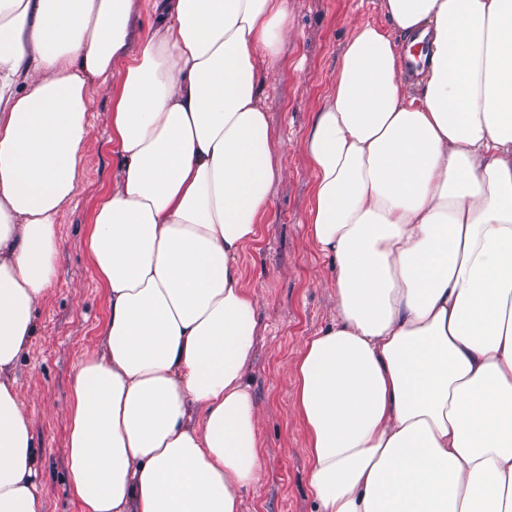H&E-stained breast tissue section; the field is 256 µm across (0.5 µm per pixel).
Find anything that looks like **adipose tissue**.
Returning <instances> with one entry per match:
<instances>
[{
    "label": "adipose tissue",
    "mask_w": 512,
    "mask_h": 512,
    "mask_svg": "<svg viewBox=\"0 0 512 512\" xmlns=\"http://www.w3.org/2000/svg\"><path fill=\"white\" fill-rule=\"evenodd\" d=\"M0 0V512H44L15 369L56 277L94 85L119 183L87 248L105 288L67 448L80 512H242L259 479L240 258L281 172L264 86L287 0ZM305 148L336 316L292 378L322 512H512V0H382ZM429 38L416 87L398 40ZM153 1L138 0L135 3L131 32L132 38L129 44L130 51H135L137 43L140 39L150 34L157 19V13L152 8Z\"/></svg>",
    "instance_id": "ef3b65f1"
}]
</instances>
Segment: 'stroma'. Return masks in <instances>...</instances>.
<instances>
[{"instance_id":"obj_1","label":"stroma","mask_w":512,"mask_h":512,"mask_svg":"<svg viewBox=\"0 0 512 512\" xmlns=\"http://www.w3.org/2000/svg\"><path fill=\"white\" fill-rule=\"evenodd\" d=\"M288 34L279 64L266 81L265 105L282 153L261 237L242 259L243 283L258 300L261 340L249 369L263 445L261 476L248 491L246 512H319L309 487L289 378L304 340L336 314L329 261L307 235L312 172L305 139L336 79L337 60L354 23L384 24L381 0H288ZM120 76L93 90L91 133L83 177L57 217V275L36 312L37 332L16 369L17 389L30 420L45 512H79L68 492L66 448L72 387L80 362L97 351L107 316L106 292L86 240L100 197L121 169L112 136V100Z\"/></svg>"}]
</instances>
